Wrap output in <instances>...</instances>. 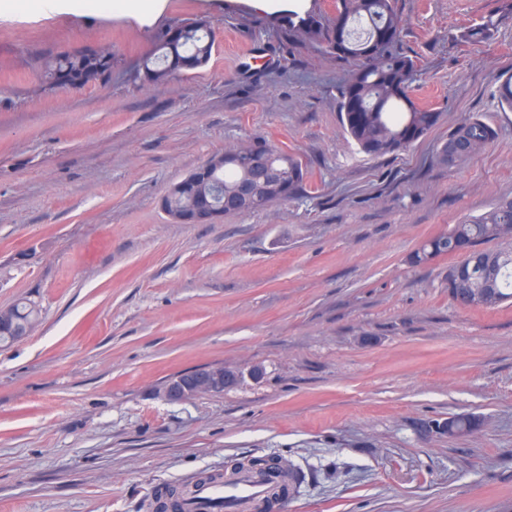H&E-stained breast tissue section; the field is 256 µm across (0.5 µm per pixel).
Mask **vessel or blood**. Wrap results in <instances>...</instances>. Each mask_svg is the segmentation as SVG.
I'll list each match as a JSON object with an SVG mask.
<instances>
[{
  "mask_svg": "<svg viewBox=\"0 0 512 512\" xmlns=\"http://www.w3.org/2000/svg\"><path fill=\"white\" fill-rule=\"evenodd\" d=\"M266 485L247 473H234L223 479L194 487L182 502V512H211V505L221 501L228 512H256L266 495Z\"/></svg>",
  "mask_w": 512,
  "mask_h": 512,
  "instance_id": "vessel-or-blood-1",
  "label": "vessel or blood"
}]
</instances>
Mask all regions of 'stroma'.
<instances>
[{
	"instance_id": "35a3bbf8",
	"label": "stroma",
	"mask_w": 512,
	"mask_h": 512,
	"mask_svg": "<svg viewBox=\"0 0 512 512\" xmlns=\"http://www.w3.org/2000/svg\"><path fill=\"white\" fill-rule=\"evenodd\" d=\"M502 0H396L411 97L438 126L395 157L341 126L348 65L289 44L251 0H165L0 17V307L41 321L0 347V512H155L156 496L243 458L306 481L281 512H512V300L463 308L420 245L512 198V13ZM205 17L208 65L167 87L138 67L178 20ZM494 17L479 45L466 28ZM107 46L103 86L51 91L45 64ZM476 116L497 136L436 156ZM266 138L307 169L303 192L217 224H174L169 187ZM264 375L249 377L252 365ZM237 385L164 398L191 369ZM484 421L448 439L424 422ZM11 308L12 306L0 308V327L4 329H9L10 332L13 334L12 336V334L9 333L10 336H12L14 341L17 342L30 335L32 331L30 326H33L38 322L40 311L37 305L29 300L14 305L13 310L11 311L10 320L29 325L23 329H18L14 331L13 329L8 328V325L6 324L7 321L1 323V317L3 320H5Z\"/></svg>"
}]
</instances>
